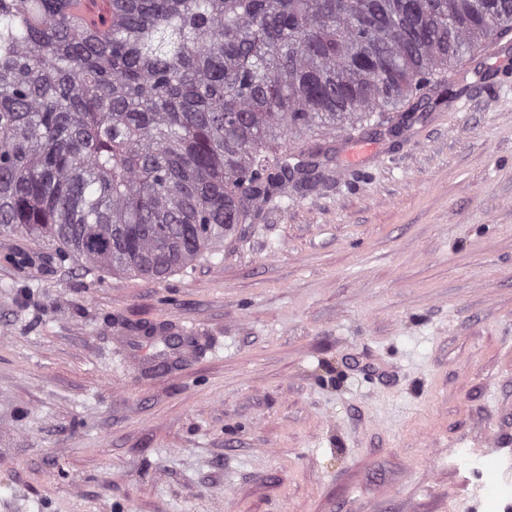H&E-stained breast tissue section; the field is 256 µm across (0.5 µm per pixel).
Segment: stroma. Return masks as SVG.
<instances>
[{"mask_svg": "<svg viewBox=\"0 0 512 512\" xmlns=\"http://www.w3.org/2000/svg\"><path fill=\"white\" fill-rule=\"evenodd\" d=\"M512 36L151 281L0 235V512H459L512 441ZM195 327L164 371L127 339Z\"/></svg>", "mask_w": 512, "mask_h": 512, "instance_id": "35a3bbf8", "label": "stroma"}]
</instances>
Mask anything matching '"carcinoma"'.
Here are the masks:
<instances>
[{"instance_id": "carcinoma-1", "label": "carcinoma", "mask_w": 512, "mask_h": 512, "mask_svg": "<svg viewBox=\"0 0 512 512\" xmlns=\"http://www.w3.org/2000/svg\"><path fill=\"white\" fill-rule=\"evenodd\" d=\"M510 34L512 0H0V234L164 278Z\"/></svg>"}]
</instances>
